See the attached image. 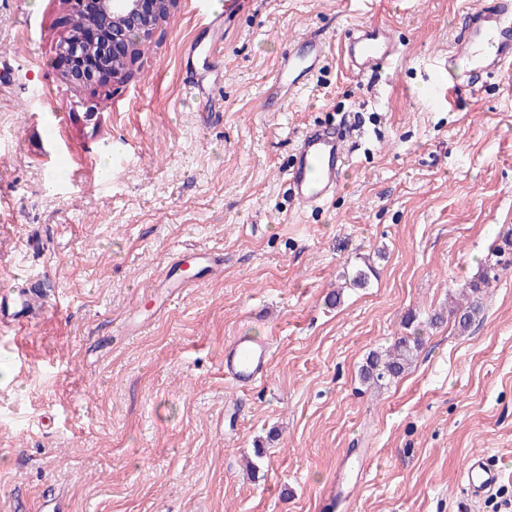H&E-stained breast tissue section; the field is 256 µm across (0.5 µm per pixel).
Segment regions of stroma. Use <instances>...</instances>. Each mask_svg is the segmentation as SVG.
<instances>
[{"label":"stroma","instance_id":"1","mask_svg":"<svg viewBox=\"0 0 512 512\" xmlns=\"http://www.w3.org/2000/svg\"><path fill=\"white\" fill-rule=\"evenodd\" d=\"M472 2L240 0L194 97L186 51L212 36L198 0L114 91L61 79L58 0H0V289L41 278L52 294L0 332V512H512V270L467 332L448 314L512 230V71L456 73L455 104L427 101ZM369 21L398 54L360 75L345 35ZM313 31L331 43L319 71L265 111L272 71ZM308 124L346 134L349 164L302 211L283 171ZM190 248L223 250V275L125 334ZM408 330L411 368L364 381ZM239 334L271 344L248 391L224 381ZM475 455L504 472L478 498Z\"/></svg>","mask_w":512,"mask_h":512}]
</instances>
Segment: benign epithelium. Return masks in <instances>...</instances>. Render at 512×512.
I'll use <instances>...</instances> for the list:
<instances>
[{
	"label": "benign epithelium",
	"mask_w": 512,
	"mask_h": 512,
	"mask_svg": "<svg viewBox=\"0 0 512 512\" xmlns=\"http://www.w3.org/2000/svg\"><path fill=\"white\" fill-rule=\"evenodd\" d=\"M86 0H60L69 17L82 24L68 27L57 47L58 60L92 58L112 73L109 85L128 82L141 58L142 46L160 25L173 17L181 0H96L95 9H84ZM62 79L74 88L95 81L91 71H61Z\"/></svg>",
	"instance_id": "1"
}]
</instances>
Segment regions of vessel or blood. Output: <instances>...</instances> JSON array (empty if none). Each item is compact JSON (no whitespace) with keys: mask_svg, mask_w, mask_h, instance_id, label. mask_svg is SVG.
I'll return each instance as SVG.
<instances>
[{"mask_svg":"<svg viewBox=\"0 0 512 512\" xmlns=\"http://www.w3.org/2000/svg\"><path fill=\"white\" fill-rule=\"evenodd\" d=\"M301 46L282 59L265 91V108L280 111L288 98L303 89L319 69L327 40L311 33L301 37ZM354 71L365 73L390 63L397 52L394 32L389 27L362 23L354 26L346 45ZM449 66L463 65L470 79L512 69V0H476L466 13L448 52ZM347 164L345 138L320 125L307 126L298 137L293 160L285 172L290 194L300 210L319 207L334 196ZM192 265L199 277L215 275L224 268V254L196 249L171 257L155 294L157 306H165L187 287L182 275ZM48 303L42 280L34 279L20 288L0 291V330L26 327ZM270 343L239 335L224 345V379L244 390L265 380L270 371ZM503 472L486 459H469L464 469L468 491L478 497L498 485Z\"/></svg>","mask_w":512,"mask_h":512,"instance_id":"obj_1","label":"vessel or blood"}]
</instances>
